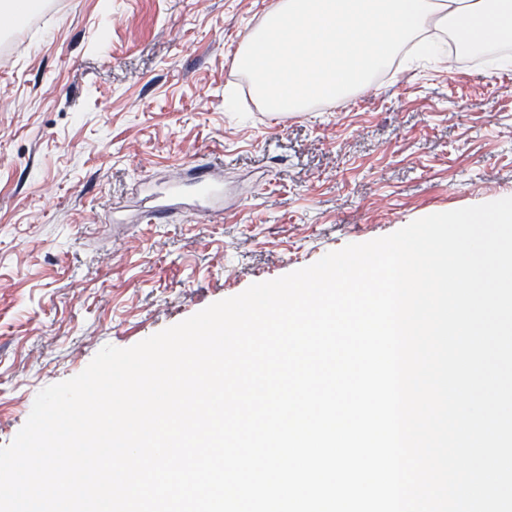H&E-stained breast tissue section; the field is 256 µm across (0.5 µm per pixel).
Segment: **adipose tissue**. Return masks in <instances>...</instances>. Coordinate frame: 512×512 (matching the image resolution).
Masks as SVG:
<instances>
[{
	"mask_svg": "<svg viewBox=\"0 0 512 512\" xmlns=\"http://www.w3.org/2000/svg\"><path fill=\"white\" fill-rule=\"evenodd\" d=\"M512 0H278L250 31L236 66L269 112L290 117L370 86L395 60L485 53L486 75L512 67Z\"/></svg>",
	"mask_w": 512,
	"mask_h": 512,
	"instance_id": "ef3b65f1",
	"label": "adipose tissue"
}]
</instances>
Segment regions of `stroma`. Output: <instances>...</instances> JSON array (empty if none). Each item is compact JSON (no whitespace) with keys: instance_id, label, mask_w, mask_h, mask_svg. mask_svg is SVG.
Returning a JSON list of instances; mask_svg holds the SVG:
<instances>
[{"instance_id":"stroma-1","label":"stroma","mask_w":512,"mask_h":512,"mask_svg":"<svg viewBox=\"0 0 512 512\" xmlns=\"http://www.w3.org/2000/svg\"><path fill=\"white\" fill-rule=\"evenodd\" d=\"M277 0H47L0 42V446L37 393L251 284L512 197V69H395L266 112L235 67ZM222 163V208L138 189ZM179 199L173 186L168 185L164 190L148 188L143 190V201L150 203L147 214L150 221L161 223L171 206Z\"/></svg>"}]
</instances>
